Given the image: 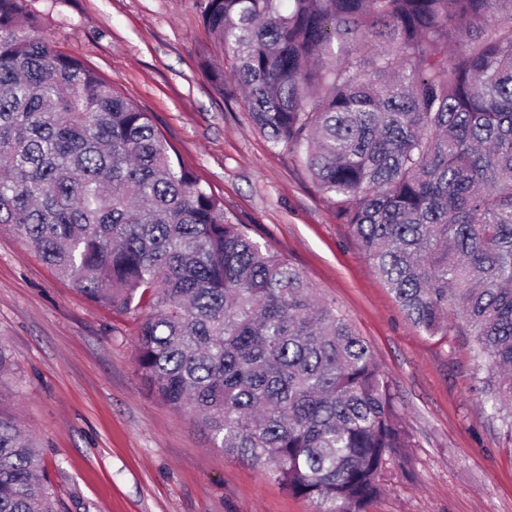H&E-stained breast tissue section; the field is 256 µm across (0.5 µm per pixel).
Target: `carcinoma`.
Segmentation results:
<instances>
[{
  "label": "carcinoma",
  "instance_id": "carcinoma-1",
  "mask_svg": "<svg viewBox=\"0 0 512 512\" xmlns=\"http://www.w3.org/2000/svg\"><path fill=\"white\" fill-rule=\"evenodd\" d=\"M0 0V229L144 313L137 368L313 512H364L413 438L336 306L224 212L151 115ZM219 93L302 157L401 309L461 333L512 435V0H204ZM0 406V512H62Z\"/></svg>",
  "mask_w": 512,
  "mask_h": 512
}]
</instances>
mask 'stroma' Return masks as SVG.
Listing matches in <instances>:
<instances>
[{
    "label": "stroma",
    "mask_w": 512,
    "mask_h": 512,
    "mask_svg": "<svg viewBox=\"0 0 512 512\" xmlns=\"http://www.w3.org/2000/svg\"><path fill=\"white\" fill-rule=\"evenodd\" d=\"M40 33L149 112L250 236L299 268L368 344L414 445L366 512H512V437L477 389L469 337L430 336L400 309L334 204L242 98L202 69L213 42L201 0H27ZM137 313L79 293L17 235L0 231V404L40 446L65 512H312L173 410L136 365Z\"/></svg>",
    "instance_id": "35a3bbf8"
}]
</instances>
